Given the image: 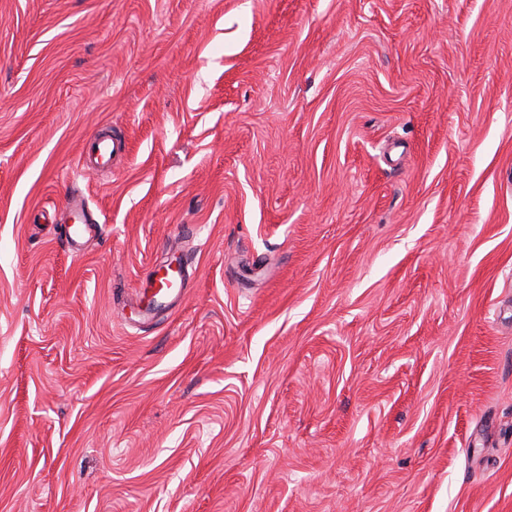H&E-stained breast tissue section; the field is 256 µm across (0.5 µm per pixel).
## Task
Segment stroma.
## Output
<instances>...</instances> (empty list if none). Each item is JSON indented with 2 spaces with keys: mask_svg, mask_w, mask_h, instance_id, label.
<instances>
[{
  "mask_svg": "<svg viewBox=\"0 0 512 512\" xmlns=\"http://www.w3.org/2000/svg\"><path fill=\"white\" fill-rule=\"evenodd\" d=\"M0 512H512V0H0ZM118 150L119 145L112 137H96L91 143L86 164L98 169L104 168L111 164L112 155ZM67 207L70 211V218H71V226L70 228L74 227L75 225L83 224L84 228L81 227H74L72 232L68 230V233L66 235V240L69 243L71 249L73 251H79L80 250V242L79 237L82 235L83 232H87L90 235L92 232L95 231V225L92 224L90 219L87 217L83 207L76 202L69 200L67 203ZM187 260L179 251L170 253L166 261L155 271V277L149 288H153V296L173 297L176 299L184 294L185 282L187 280ZM165 268L166 274L159 276V272Z\"/></svg>",
  "mask_w": 512,
  "mask_h": 512,
  "instance_id": "stroma-1",
  "label": "stroma"
}]
</instances>
